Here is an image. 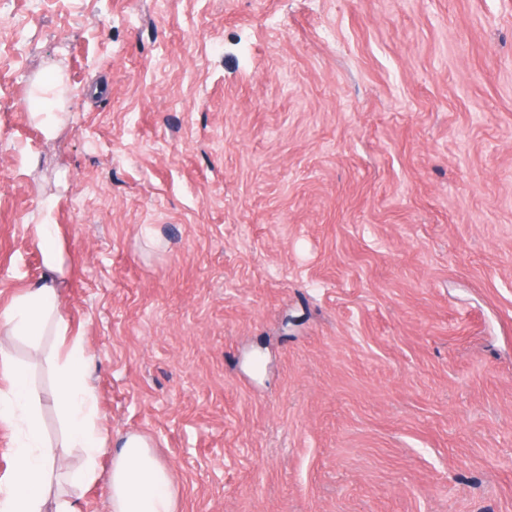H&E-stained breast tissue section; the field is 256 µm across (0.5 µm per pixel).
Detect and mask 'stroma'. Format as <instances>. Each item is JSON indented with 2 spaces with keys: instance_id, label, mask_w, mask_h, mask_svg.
<instances>
[{
  "instance_id": "1",
  "label": "stroma",
  "mask_w": 512,
  "mask_h": 512,
  "mask_svg": "<svg viewBox=\"0 0 512 512\" xmlns=\"http://www.w3.org/2000/svg\"><path fill=\"white\" fill-rule=\"evenodd\" d=\"M37 224L81 512L128 434L178 512H512V0H0V309ZM35 232L39 238L46 266L50 269L61 272V263L59 262L57 240L55 236V225L37 224ZM56 329L63 353L52 352L48 363L56 371L60 409L69 442L82 448L85 464L71 476L74 485H88L98 478V457L107 436L98 427V406L88 381L89 357L82 342L74 338L66 344L67 325L60 309V294L51 283L37 281L0 311V334L37 338L45 327Z\"/></svg>"
}]
</instances>
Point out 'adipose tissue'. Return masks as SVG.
Masks as SVG:
<instances>
[{"mask_svg": "<svg viewBox=\"0 0 512 512\" xmlns=\"http://www.w3.org/2000/svg\"><path fill=\"white\" fill-rule=\"evenodd\" d=\"M56 329L67 342L64 351L52 352L48 363L57 375L60 409L68 439L82 448L85 464L71 481L82 486L98 478V457L107 441L98 426L97 398L88 380L89 358L80 339H68L60 309V294L51 283L39 281L0 309V334L37 338L45 327ZM0 422L15 425L19 439L14 450V466L0 479V512H80L74 498L60 496L48 501L45 490L57 461V450L42 434L38 402L25 371L0 350ZM175 478L154 457L148 442L138 435L124 438L112 460L108 497L112 512H176Z\"/></svg>", "mask_w": 512, "mask_h": 512, "instance_id": "adipose-tissue-1", "label": "adipose tissue"}]
</instances>
